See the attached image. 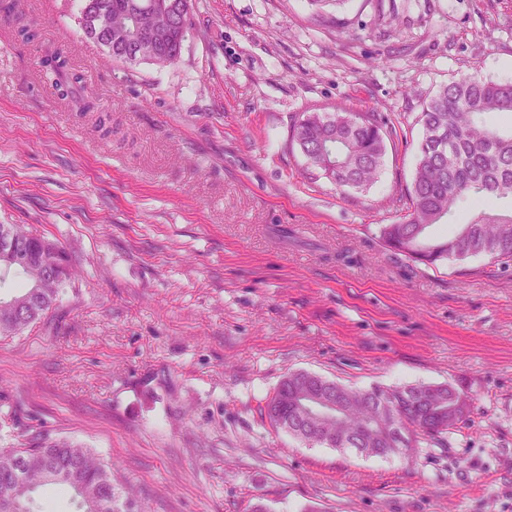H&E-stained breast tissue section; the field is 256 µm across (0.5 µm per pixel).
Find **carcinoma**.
I'll return each instance as SVG.
<instances>
[{
	"instance_id": "carcinoma-1",
	"label": "carcinoma",
	"mask_w": 512,
	"mask_h": 512,
	"mask_svg": "<svg viewBox=\"0 0 512 512\" xmlns=\"http://www.w3.org/2000/svg\"><path fill=\"white\" fill-rule=\"evenodd\" d=\"M77 17L83 36H88L91 4H104L112 13V60L127 63L128 46L123 32L127 22H148L141 6L156 9L154 27L159 44L144 61L164 67L176 62L188 35L189 23L176 27L171 12L189 16L192 0H79ZM42 70L54 78L58 95L74 111H98L96 103L80 93L82 76L68 57L46 50ZM493 116H512V81H492L462 76L440 88L419 116L421 139L408 207L402 219L380 230L384 245L408 259L435 265L448 259L487 256L512 263V211L481 210L444 237L432 238L429 229L441 224L470 197L512 199V125L499 126ZM387 132L373 113L352 117L341 107L313 109L293 126L289 143L305 160L310 178H325L336 187L364 190L376 178L385 156ZM11 229L17 237L16 254L38 252L43 261L22 271L27 281L10 300L0 301V340L22 334L41 320L62 298L71 278L65 251L44 236L26 232L17 224H0V233ZM57 267L61 274L55 288H35L43 271ZM310 380L290 375L269 399L274 417L261 420L297 437H309L321 428L317 420L297 415V387ZM336 402L345 412L336 418L329 444L344 448L354 439L369 455L390 457L398 448L415 447L421 435L443 444L448 431L466 421L470 404L448 384H419L395 389L360 390L341 384L334 387ZM43 486L68 489L78 499L79 512H121L112 494V464L91 448L67 438L45 435L29 448L0 450V497L8 496L12 512H34L33 493Z\"/></svg>"
}]
</instances>
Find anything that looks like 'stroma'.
I'll use <instances>...</instances> for the list:
<instances>
[{"mask_svg":"<svg viewBox=\"0 0 512 512\" xmlns=\"http://www.w3.org/2000/svg\"><path fill=\"white\" fill-rule=\"evenodd\" d=\"M171 65L119 64L79 0L0 13V224L57 241L78 274L0 342V449H97L130 512H512V266L386 250L416 118L462 76L512 80V0H193ZM63 52L108 113L72 111L38 61ZM375 113L376 183L304 175L303 112ZM304 370L355 388L448 383L473 399L411 458L307 445L257 405Z\"/></svg>","mask_w":512,"mask_h":512,"instance_id":"35a3bbf8","label":"stroma"}]
</instances>
